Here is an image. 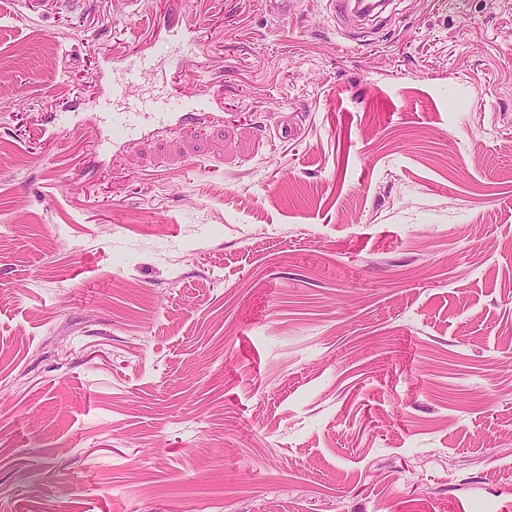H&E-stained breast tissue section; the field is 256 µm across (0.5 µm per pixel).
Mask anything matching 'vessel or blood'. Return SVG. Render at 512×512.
Listing matches in <instances>:
<instances>
[{
    "label": "vessel or blood",
    "instance_id": "b4317fda",
    "mask_svg": "<svg viewBox=\"0 0 512 512\" xmlns=\"http://www.w3.org/2000/svg\"><path fill=\"white\" fill-rule=\"evenodd\" d=\"M152 28L157 36L147 50L114 57L108 66V93L92 114L98 132L95 149L121 148L172 122H192L212 115V97L207 88H199L192 95L172 89L171 80L179 76L180 67L172 68L169 80H153L177 43L195 44L192 28L183 26L176 14L153 22Z\"/></svg>",
    "mask_w": 512,
    "mask_h": 512
}]
</instances>
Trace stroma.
Returning <instances> with one entry per match:
<instances>
[{
	"mask_svg": "<svg viewBox=\"0 0 512 512\" xmlns=\"http://www.w3.org/2000/svg\"><path fill=\"white\" fill-rule=\"evenodd\" d=\"M170 2L0 0V512H512V0H178L93 152ZM151 29L163 33L152 41L147 51H132L103 60L100 74L104 76L110 71L111 78L108 95L91 117L98 131L93 147L98 151L110 146L125 147L151 129L165 128L174 121L192 122L212 117L210 90L202 87L194 95H181L172 89L171 83L182 71L179 66L171 69L169 81L167 78L159 83L147 80L171 57L175 44H195L194 30L183 28L177 14L162 22L154 20ZM136 87L140 93L131 99V89Z\"/></svg>",
	"mask_w": 512,
	"mask_h": 512,
	"instance_id": "stroma-1",
	"label": "stroma"
}]
</instances>
